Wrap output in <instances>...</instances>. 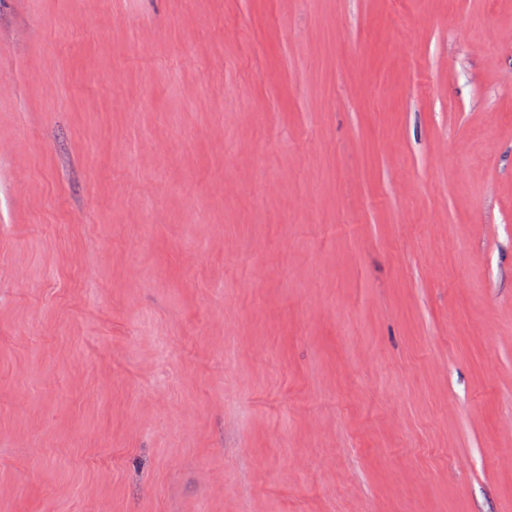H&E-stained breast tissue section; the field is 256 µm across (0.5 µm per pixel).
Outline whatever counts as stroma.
I'll return each instance as SVG.
<instances>
[{"mask_svg": "<svg viewBox=\"0 0 512 512\" xmlns=\"http://www.w3.org/2000/svg\"><path fill=\"white\" fill-rule=\"evenodd\" d=\"M496 29L0 0V512H512Z\"/></svg>", "mask_w": 512, "mask_h": 512, "instance_id": "obj_1", "label": "stroma"}]
</instances>
